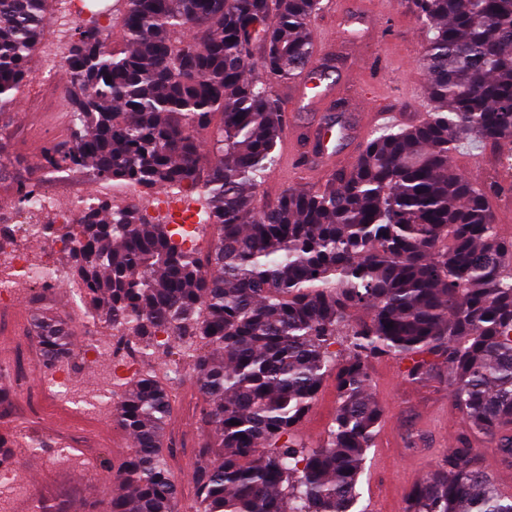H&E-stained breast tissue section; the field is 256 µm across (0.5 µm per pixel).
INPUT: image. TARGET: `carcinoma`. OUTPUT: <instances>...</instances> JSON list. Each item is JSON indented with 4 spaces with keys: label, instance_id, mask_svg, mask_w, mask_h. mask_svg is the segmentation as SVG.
Wrapping results in <instances>:
<instances>
[{
    "label": "carcinoma",
    "instance_id": "1",
    "mask_svg": "<svg viewBox=\"0 0 512 512\" xmlns=\"http://www.w3.org/2000/svg\"><path fill=\"white\" fill-rule=\"evenodd\" d=\"M123 2L121 42L87 29L70 46L73 138L40 162L88 168L116 191L194 187L219 228L202 258L141 210L96 197L70 251L87 322L118 326L147 359L162 330L191 363L204 424L193 512H353L382 418L368 371L381 357L404 363L408 381L448 367L464 415L405 512H512L472 448L487 439L512 466V239L486 188L448 172L463 141L512 139V0H401L429 33L428 117L379 129L340 178L271 205L259 197L277 162L274 85L308 63L321 0ZM47 3L0 0V110L27 83ZM203 142L214 166L200 182ZM33 327L45 368L70 354L65 319L44 308ZM328 376L336 414L311 447L297 427ZM123 385L113 419L133 451L106 468L112 512H179L172 390L153 373Z\"/></svg>",
    "mask_w": 512,
    "mask_h": 512
}]
</instances>
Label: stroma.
<instances>
[{
    "instance_id": "35a3bbf8",
    "label": "stroma",
    "mask_w": 512,
    "mask_h": 512,
    "mask_svg": "<svg viewBox=\"0 0 512 512\" xmlns=\"http://www.w3.org/2000/svg\"><path fill=\"white\" fill-rule=\"evenodd\" d=\"M341 2L348 8L376 10L377 16L366 26L355 22L336 26L329 63L340 79L337 97L346 101L377 91L388 95L397 111L427 114L430 105L424 94L425 73L420 64L427 33L416 17L397 0ZM55 80L57 95L47 99L33 93L0 113V158L7 165L0 174V210L14 206V183L29 178L42 146L72 136L66 72L58 71ZM501 153L498 146L465 143L452 154L449 166L453 173L465 174L469 156L475 155L484 164V183L497 182L502 178L498 168ZM42 304L65 318L74 333L70 355L74 383L86 384L99 373L98 365L82 358L84 305L70 288H55L47 293L33 286L21 289L12 307L0 314V335L21 329L27 336L26 350L16 355L15 372L0 373V385H7L10 390L0 404V436L9 437L5 453L30 482L29 497L18 500L14 512H108L114 487L111 480L103 478L100 464L106 461L119 465L132 451L127 432L112 417L89 422L100 443L86 471L63 461L46 462L22 446L29 435L61 433L57 417L72 422L79 416L75 405L55 401L50 390L43 387L51 374L42 366V349L33 329V317ZM368 370L372 392L380 397L383 418L393 421L397 431L389 435L378 430L358 486L359 504L368 512H403L409 491L401 465L410 451L407 435L416 432L429 417L439 418V435L425 440L431 464H438L447 456L448 443L455 440L463 414L450 397L447 375L409 382L401 376L399 363L385 358L372 360ZM335 411L336 387L329 379L299 427L303 440L312 446L326 441Z\"/></svg>"
}]
</instances>
